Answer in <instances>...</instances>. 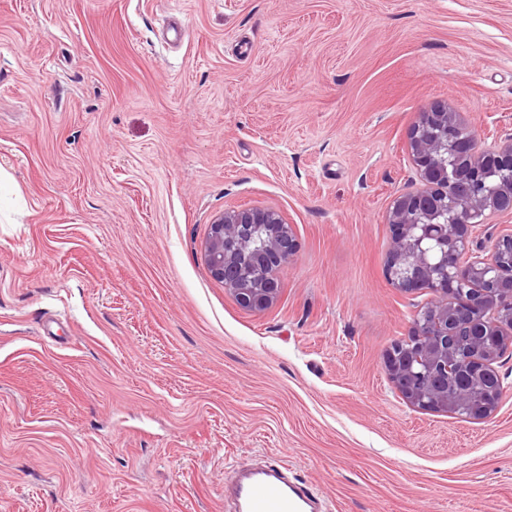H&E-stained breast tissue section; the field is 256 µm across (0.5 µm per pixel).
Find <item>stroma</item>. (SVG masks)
Instances as JSON below:
<instances>
[{"instance_id": "35a3bbf8", "label": "stroma", "mask_w": 512, "mask_h": 512, "mask_svg": "<svg viewBox=\"0 0 512 512\" xmlns=\"http://www.w3.org/2000/svg\"><path fill=\"white\" fill-rule=\"evenodd\" d=\"M436 105L512 133V0H0V512H225L257 456L329 512H512V351L486 420L384 363ZM244 207L297 240L261 312L201 256Z\"/></svg>"}]
</instances>
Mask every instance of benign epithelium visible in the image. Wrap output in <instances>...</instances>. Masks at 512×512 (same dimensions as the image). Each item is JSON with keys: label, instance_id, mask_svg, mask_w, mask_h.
I'll list each match as a JSON object with an SVG mask.
<instances>
[{"label": "benign epithelium", "instance_id": "obj_1", "mask_svg": "<svg viewBox=\"0 0 512 512\" xmlns=\"http://www.w3.org/2000/svg\"><path fill=\"white\" fill-rule=\"evenodd\" d=\"M408 151L421 185L392 198L385 272L393 287L433 297L393 344L388 371L417 408L488 419L503 394L498 364L512 349V230L487 252L473 249L470 235L487 216L512 214V135L485 143L455 113L433 107L419 114ZM294 251L280 211L231 209L213 220L204 261L241 307L264 311Z\"/></svg>", "mask_w": 512, "mask_h": 512}]
</instances>
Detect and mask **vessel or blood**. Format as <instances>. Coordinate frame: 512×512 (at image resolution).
<instances>
[{"mask_svg": "<svg viewBox=\"0 0 512 512\" xmlns=\"http://www.w3.org/2000/svg\"><path fill=\"white\" fill-rule=\"evenodd\" d=\"M236 512H319V497L308 483L288 479L273 464L240 469L232 487Z\"/></svg>", "mask_w": 512, "mask_h": 512, "instance_id": "1", "label": "vessel or blood"}]
</instances>
